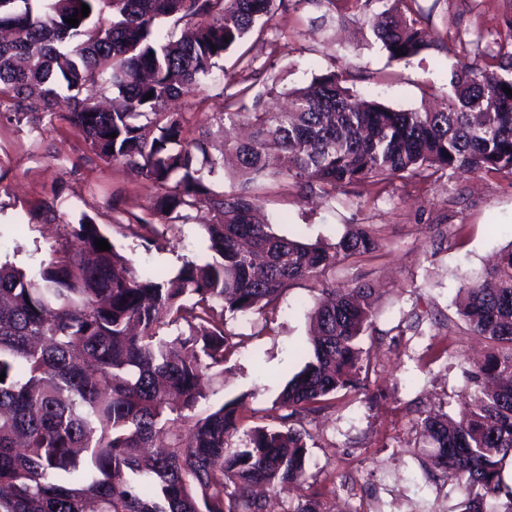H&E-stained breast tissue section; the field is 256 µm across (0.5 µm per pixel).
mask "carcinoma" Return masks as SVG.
I'll return each instance as SVG.
<instances>
[{
    "mask_svg": "<svg viewBox=\"0 0 512 512\" xmlns=\"http://www.w3.org/2000/svg\"><path fill=\"white\" fill-rule=\"evenodd\" d=\"M374 40L401 62L430 48L417 0H377ZM90 8L73 27L65 19ZM281 0H0V117L34 127L63 119L102 161L139 170L154 189L129 222L150 243L154 219L187 220L209 197L211 259L166 276L138 269L87 215L27 272L0 263V512H266L253 493L305 483L309 433L298 422L363 386L362 336L373 329L372 289L329 288L326 275L372 253V229L353 224L334 243L277 235L258 221L260 183L333 197L336 185L394 178L512 174V11L505 40L461 65L433 110L360 100L330 72L288 91L272 112L252 87L224 99V145L167 103L188 95L252 35L284 36L269 21ZM190 32L161 42L164 20ZM403 49L404 55L396 54ZM153 94L145 99L147 94ZM116 133L111 138L109 134ZM235 158L239 188L211 189ZM110 243L100 251L96 239ZM296 281L320 292L308 310L312 349L263 418L250 426L236 398L203 406L204 378L224 374L240 347L227 320L273 306ZM458 314L486 341L466 371L460 419L416 423L429 468L456 482L462 512H512V245L464 279ZM507 502L500 503L501 499Z\"/></svg>",
    "mask_w": 512,
    "mask_h": 512,
    "instance_id": "obj_1",
    "label": "carcinoma"
}]
</instances>
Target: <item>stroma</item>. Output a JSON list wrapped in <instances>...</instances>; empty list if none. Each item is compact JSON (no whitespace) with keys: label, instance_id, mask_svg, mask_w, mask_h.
<instances>
[{"label":"stroma","instance_id":"35a3bbf8","mask_svg":"<svg viewBox=\"0 0 512 512\" xmlns=\"http://www.w3.org/2000/svg\"><path fill=\"white\" fill-rule=\"evenodd\" d=\"M434 46L396 62L376 43L370 22L379 0H283L273 18L285 37L249 42L256 65L267 68L253 94L273 108L286 92L332 71L358 94L394 109L433 107L450 90L457 62L482 65L464 51L465 33H498L506 0H419ZM229 89L205 79L175 102L176 111L211 116L224 109ZM263 211L279 235L335 239L351 224L372 225L379 246L337 268L336 285L374 290L376 318L362 347L369 357L364 389L337 398L309 433L312 487L291 493L286 505L316 495L321 512H460L453 482L427 475L415 446L414 424L431 412L457 416L467 400L463 370L487 351L466 331L455 299L462 279L512 243V175L438 173L430 180L400 178L377 187L337 188L331 199L266 182ZM153 190L142 175L91 154L65 121L16 126L0 118V262L32 270L63 241L62 227L81 215L96 218L136 267L175 274L184 261L204 258L206 209L187 223L160 227L152 246L124 230L130 215L149 207ZM310 286H291L276 312L229 322L244 346L208 381V402L242 398L245 409L270 407L298 369L294 351L308 340Z\"/></svg>","mask_w":512,"mask_h":512}]
</instances>
